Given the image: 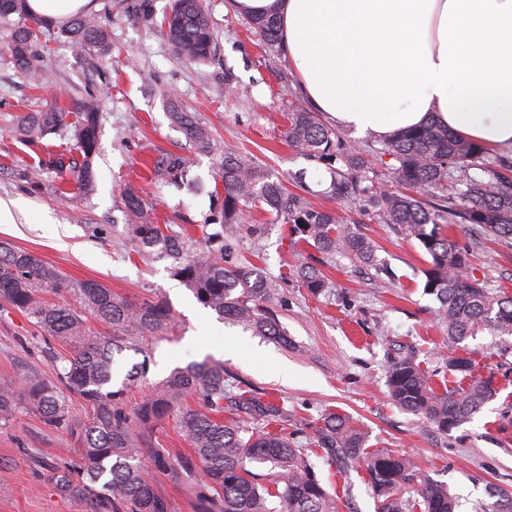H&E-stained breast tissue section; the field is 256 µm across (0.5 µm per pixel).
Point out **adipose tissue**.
<instances>
[{
	"label": "adipose tissue",
	"mask_w": 512,
	"mask_h": 512,
	"mask_svg": "<svg viewBox=\"0 0 512 512\" xmlns=\"http://www.w3.org/2000/svg\"><path fill=\"white\" fill-rule=\"evenodd\" d=\"M276 13L282 56L312 111L388 138L434 120L512 151V0H233Z\"/></svg>",
	"instance_id": "adipose-tissue-1"
}]
</instances>
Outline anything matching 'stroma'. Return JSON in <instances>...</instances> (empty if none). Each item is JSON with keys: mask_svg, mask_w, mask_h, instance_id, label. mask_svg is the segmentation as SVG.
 I'll use <instances>...</instances> for the list:
<instances>
[{"mask_svg": "<svg viewBox=\"0 0 512 512\" xmlns=\"http://www.w3.org/2000/svg\"><path fill=\"white\" fill-rule=\"evenodd\" d=\"M112 7V51L92 73L59 31L37 35L44 50V87L33 88L0 49V198L30 216L27 224H0V241L35 252L75 280H93L121 296L142 302L168 301L173 321L149 354L117 355L115 382L132 365H148L146 376L128 383L127 404L136 406L177 367L213 358L236 377L242 391L283 406L278 428L301 447L340 512H377L361 462L332 464L314 444L315 430L332 412L354 420L367 434L368 451L390 450L414 458L421 473L447 483L456 512H482L493 502L491 488L512 492V336L482 331L466 345L476 376L495 390L474 418L449 434L400 410L388 396V361L399 348L414 351L433 383L448 375L451 356L436 318L435 296L423 288L427 256L418 241L391 224L366 222L362 230L377 246L384 272L349 259L328 257L272 226L260 239L244 237L246 257L276 280L282 299L277 317L288 332L279 344L219 319L171 276L164 260H145L132 241L122 195L127 186L144 189L156 207L158 224L205 244L216 232L209 219L219 208V163L224 152L257 158L291 191L310 190L308 199L328 206L330 174L317 160L296 154L284 132L296 103L295 79L281 54L265 52L245 16L229 0H204L217 36L216 54L206 63L177 56L157 31L170 0H95ZM99 102L100 125L93 161L92 191L61 194L55 171H45L40 188L20 173L55 155L74 156L68 136L27 142L16 131L22 113L56 105L63 121L77 120L75 103L86 94ZM191 112L206 123L213 150L199 151L173 122ZM174 154L184 162L185 180L155 174L152 160ZM46 212L51 223H34ZM452 236L470 252L476 278L512 294V245L474 244L469 229ZM311 265L332 286L312 293L295 270ZM61 348L40 335L33 319L0 301V380L49 377ZM78 436L45 424L27 401L0 421V512H95L91 500L69 496L57 484Z\"/></svg>", "mask_w": 512, "mask_h": 512, "instance_id": "35a3bbf8", "label": "stroma"}]
</instances>
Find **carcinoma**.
<instances>
[{
	"instance_id": "cac0c4a2",
	"label": "carcinoma",
	"mask_w": 512,
	"mask_h": 512,
	"mask_svg": "<svg viewBox=\"0 0 512 512\" xmlns=\"http://www.w3.org/2000/svg\"><path fill=\"white\" fill-rule=\"evenodd\" d=\"M26 0H0V21L6 22L4 45L14 68L34 82L42 74V54L34 30L26 22L10 23L12 14H25ZM262 47L276 52L280 26L271 14L248 17ZM161 35L174 52L191 63L206 61L215 45L214 30L203 0H171ZM83 55L88 70L96 72L112 47L109 21L100 14L80 15L61 30ZM80 121L73 130L82 163L61 158L42 169L69 172L78 189H93L98 107L88 95L77 102ZM186 137L201 150L211 148V132L189 112L172 113ZM62 113L53 107L22 115L17 131L28 141L58 131ZM286 140L297 154L328 166L326 197L344 202L361 216H374L381 224H394L419 241L430 257L424 270V291L439 302L437 316L446 327L448 342L459 346L484 330L512 336V296L495 293L475 278L468 252L443 231L448 224H468L479 239L512 243V158L459 137L435 122L403 132L368 149L348 142L328 127L317 112L297 105L287 116ZM179 156L163 157L156 170L176 176L183 172ZM224 187L221 210L211 221L227 226L247 225V235L258 238L265 225L252 211L260 208L272 224H287L299 241L315 250L376 266V244L358 229L359 221L338 211L317 207L305 196L288 190L254 159L234 153L220 162ZM123 204L135 241L143 256L170 259L173 276L219 318H229L259 335L287 342L274 311L278 285L263 269L237 252L238 237L228 233L218 247L208 243L194 248L191 239L164 233L152 217L138 189L127 186ZM298 276L304 287L320 293L330 287L320 271L302 266ZM67 294L72 302L52 303L47 292ZM0 300L34 320L42 336L71 350L56 379L3 380L0 382V421L13 417L18 397L26 398L50 425L67 432L80 431L77 459L58 476L60 488L70 495L92 499L96 512H112L114 501L128 512H168L153 476L188 480L202 463L209 483L193 489L194 512H338V505L322 486L304 449L281 432L269 429L280 419L272 402L241 398L239 411L263 425L224 419L227 379L224 364L212 359L175 368L136 408L125 402L128 383L144 373L139 366L121 386L113 388L114 356L132 348L143 352L170 324V307L163 299L136 303L95 281H72L36 253L0 242ZM108 329L98 336L87 316ZM450 373L468 383L437 392L406 353L389 364L387 385L392 400L403 410L424 418L446 434L472 419L493 395L491 383L473 376L472 359L453 355L445 360ZM78 395L91 416L76 428L69 397ZM196 399L195 406L186 397ZM178 422L188 451L142 448L135 427L167 417ZM366 433L353 420L331 413L323 418L315 445L329 460H364L378 512H413L414 505L400 497L413 485L423 512H455L448 486L422 476L412 458L377 452L364 455ZM269 464L288 472L285 485L274 475L257 482L246 462Z\"/></svg>"
}]
</instances>
